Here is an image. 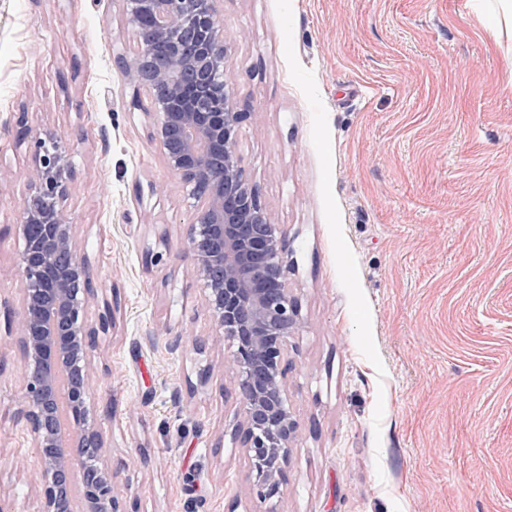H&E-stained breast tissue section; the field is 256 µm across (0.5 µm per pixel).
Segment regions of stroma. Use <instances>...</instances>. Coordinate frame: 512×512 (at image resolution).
Wrapping results in <instances>:
<instances>
[{
  "instance_id": "obj_1",
  "label": "stroma",
  "mask_w": 512,
  "mask_h": 512,
  "mask_svg": "<svg viewBox=\"0 0 512 512\" xmlns=\"http://www.w3.org/2000/svg\"><path fill=\"white\" fill-rule=\"evenodd\" d=\"M490 8L220 4L250 114L239 150L301 304L300 432L287 486L263 502L221 351L169 348L211 324L180 243L191 202L118 62L136 45L121 0H0V303L20 297L22 115L70 148L66 209L100 273L87 318L116 309L92 407L140 512H512V46L478 23ZM21 393L0 335V507L38 512Z\"/></svg>"
}]
</instances>
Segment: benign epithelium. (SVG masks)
Returning a JSON list of instances; mask_svg holds the SVG:
<instances>
[{"label": "benign epithelium", "mask_w": 512, "mask_h": 512, "mask_svg": "<svg viewBox=\"0 0 512 512\" xmlns=\"http://www.w3.org/2000/svg\"><path fill=\"white\" fill-rule=\"evenodd\" d=\"M136 48L121 58L128 80L151 97L152 139L192 200L182 240L205 292L213 334L185 331L193 350L231 341L222 368L240 397L233 438L251 462L258 499L287 483L300 424L288 402L290 339L300 305L288 288L286 232L272 221L238 149L250 113L240 109L231 40L218 0H123ZM29 145L27 193L16 224L19 308L4 307L15 337L23 391L17 419L33 442L39 512H70L67 484L80 472L82 512H125L128 487L104 462L107 440L91 409L92 364L99 337L115 326L105 306L97 321L86 308L97 294L77 225L65 209L75 170L65 139L17 120ZM67 401L68 434L58 435L57 398Z\"/></svg>", "instance_id": "obj_1"}]
</instances>
